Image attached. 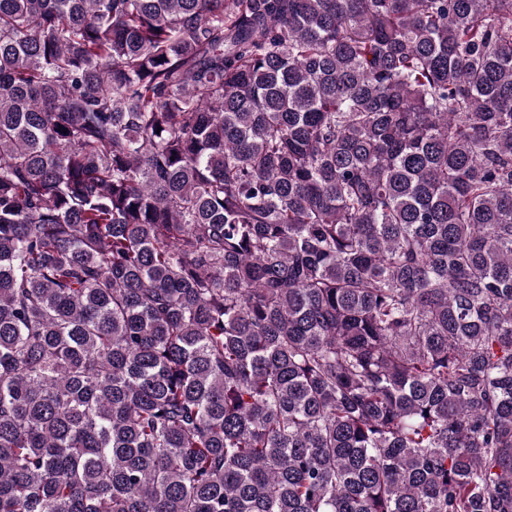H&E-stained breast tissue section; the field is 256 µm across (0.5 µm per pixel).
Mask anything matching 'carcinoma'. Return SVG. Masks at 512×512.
Here are the masks:
<instances>
[{
  "label": "carcinoma",
  "mask_w": 512,
  "mask_h": 512,
  "mask_svg": "<svg viewBox=\"0 0 512 512\" xmlns=\"http://www.w3.org/2000/svg\"><path fill=\"white\" fill-rule=\"evenodd\" d=\"M0 512H512V0H0Z\"/></svg>",
  "instance_id": "obj_1"
}]
</instances>
